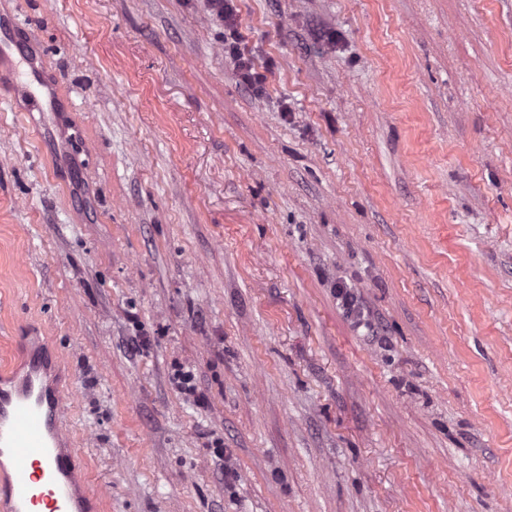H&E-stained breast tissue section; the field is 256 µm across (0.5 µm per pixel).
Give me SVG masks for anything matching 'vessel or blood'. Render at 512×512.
Masks as SVG:
<instances>
[{
  "instance_id": "obj_1",
  "label": "vessel or blood",
  "mask_w": 512,
  "mask_h": 512,
  "mask_svg": "<svg viewBox=\"0 0 512 512\" xmlns=\"http://www.w3.org/2000/svg\"><path fill=\"white\" fill-rule=\"evenodd\" d=\"M38 57L36 47L0 28V89L27 112L67 111ZM62 413L61 385L41 360L0 372V512H96Z\"/></svg>"
}]
</instances>
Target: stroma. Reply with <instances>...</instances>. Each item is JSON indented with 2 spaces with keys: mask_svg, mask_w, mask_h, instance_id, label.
I'll return each instance as SVG.
<instances>
[{
  "mask_svg": "<svg viewBox=\"0 0 512 512\" xmlns=\"http://www.w3.org/2000/svg\"><path fill=\"white\" fill-rule=\"evenodd\" d=\"M234 6L258 95L207 0H0L76 103L0 96V367L101 512H512V0Z\"/></svg>",
  "mask_w": 512,
  "mask_h": 512,
  "instance_id": "stroma-1",
  "label": "stroma"
}]
</instances>
